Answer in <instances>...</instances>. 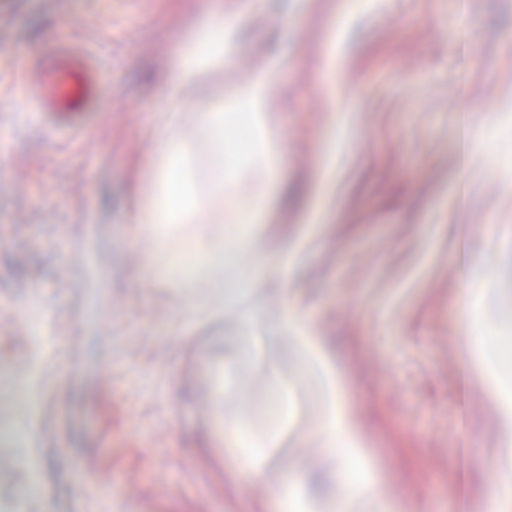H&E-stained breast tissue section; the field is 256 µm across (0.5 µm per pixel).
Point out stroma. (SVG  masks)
<instances>
[{"mask_svg": "<svg viewBox=\"0 0 512 512\" xmlns=\"http://www.w3.org/2000/svg\"><path fill=\"white\" fill-rule=\"evenodd\" d=\"M240 54L203 73L181 134L196 210L165 246L135 249L128 216L155 185L147 152L161 87L205 9ZM107 76L98 123L62 143L36 109H12L20 64L61 45ZM273 62L261 120L276 175L242 168L213 196L199 114L238 109L236 88ZM0 503L16 512H512V367L490 344L512 330V0H0ZM242 225L248 276L193 296L149 261ZM291 269L279 279V264ZM288 299L285 328L271 311ZM468 301L477 347L455 343ZM223 356L224 413L255 418L265 384L281 416L268 479L239 469V438L200 428L184 338ZM83 350L79 366L71 343ZM168 346L169 357L155 351ZM127 395L121 412L101 371ZM346 416L356 447L332 434ZM132 439L115 452L98 427ZM111 462L103 488L86 459Z\"/></svg>", "mask_w": 512, "mask_h": 512, "instance_id": "1", "label": "stroma"}]
</instances>
